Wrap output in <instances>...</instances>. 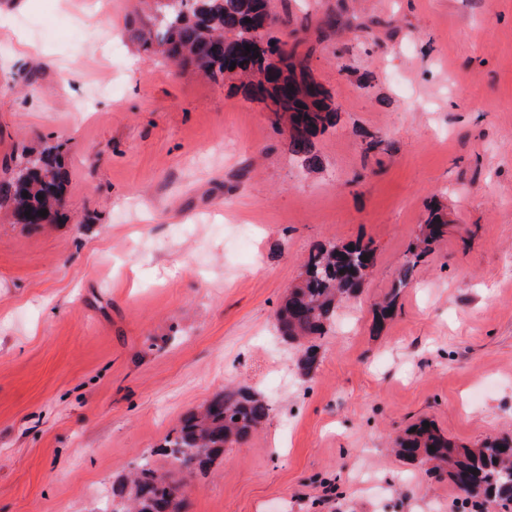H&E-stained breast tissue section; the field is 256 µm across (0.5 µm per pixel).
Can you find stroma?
<instances>
[{
	"label": "stroma",
	"mask_w": 512,
	"mask_h": 512,
	"mask_svg": "<svg viewBox=\"0 0 512 512\" xmlns=\"http://www.w3.org/2000/svg\"><path fill=\"white\" fill-rule=\"evenodd\" d=\"M109 3L0 0V173L29 146L70 172L54 223L0 213V512H110L145 458L183 512H468L391 445L423 419L468 447L512 432V0H270L338 109L314 168ZM435 202L448 234L376 326ZM328 241L373 267L304 376L275 313ZM228 384L270 416L184 479L155 449Z\"/></svg>",
	"instance_id": "35a3bbf8"
}]
</instances>
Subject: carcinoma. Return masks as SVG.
Wrapping results in <instances>:
<instances>
[{
	"label": "carcinoma",
	"instance_id": "1",
	"mask_svg": "<svg viewBox=\"0 0 512 512\" xmlns=\"http://www.w3.org/2000/svg\"><path fill=\"white\" fill-rule=\"evenodd\" d=\"M156 7L139 20L136 37L148 52L164 55L179 69L192 68L216 80L236 74L245 78L243 94L252 100L273 101L276 113L288 115L289 144L315 167L317 136L332 126L336 111L325 88L314 87L308 59L286 52L273 38L267 41L270 74L248 72L242 50L271 27L268 0H155ZM251 22H246V19ZM235 62L239 71L228 67ZM68 171L49 148L31 150L8 176L0 178V209L12 222L46 224L65 205ZM45 210L41 216L38 211ZM30 215H25V212ZM448 231V215L430 209L421 234L408 247L395 291L380 307L376 325L390 316L398 289L406 287L415 268L432 245ZM369 243H319L309 252L304 278L288 290L276 314L281 335L298 343L297 366L308 376L318 367L321 340L336 317L337 303L361 288L373 261ZM269 403L245 388H226L202 410L188 413L179 428L167 434L160 451L188 474L201 471L224 450L247 443L267 421ZM397 453L436 469L448 466V479L468 502L483 509L512 512V437L494 438L478 448L457 447L434 427L416 426L396 442ZM112 512H182L181 485L144 461L112 492Z\"/></svg>",
	"mask_w": 512,
	"mask_h": 512
}]
</instances>
